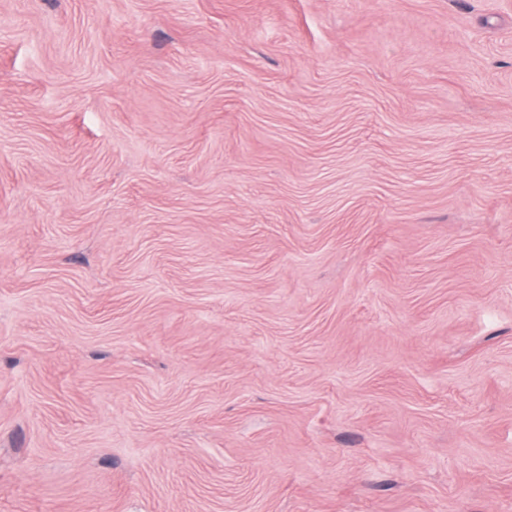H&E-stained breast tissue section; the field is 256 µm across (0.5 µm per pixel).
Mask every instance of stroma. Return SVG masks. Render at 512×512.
<instances>
[{"label":"stroma","mask_w":512,"mask_h":512,"mask_svg":"<svg viewBox=\"0 0 512 512\" xmlns=\"http://www.w3.org/2000/svg\"><path fill=\"white\" fill-rule=\"evenodd\" d=\"M0 512H512V0H0Z\"/></svg>","instance_id":"stroma-1"}]
</instances>
